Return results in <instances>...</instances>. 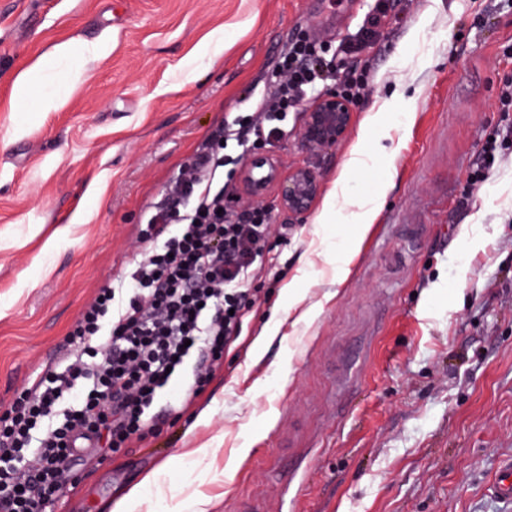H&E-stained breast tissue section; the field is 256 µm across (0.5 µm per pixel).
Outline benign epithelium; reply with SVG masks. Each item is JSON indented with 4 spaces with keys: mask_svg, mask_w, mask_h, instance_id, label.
Returning a JSON list of instances; mask_svg holds the SVG:
<instances>
[{
    "mask_svg": "<svg viewBox=\"0 0 512 512\" xmlns=\"http://www.w3.org/2000/svg\"><path fill=\"white\" fill-rule=\"evenodd\" d=\"M353 119L352 104L334 91L324 93L305 112L301 142L305 150L318 152L339 144L346 136ZM242 197L261 201L270 190L277 192L280 209L297 219L313 208L321 183L316 168L297 165L284 169L279 159L265 152L250 157L239 174Z\"/></svg>",
    "mask_w": 512,
    "mask_h": 512,
    "instance_id": "1",
    "label": "benign epithelium"
}]
</instances>
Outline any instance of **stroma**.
I'll list each match as a JSON object with an SVG mask.
<instances>
[{"mask_svg": "<svg viewBox=\"0 0 512 512\" xmlns=\"http://www.w3.org/2000/svg\"><path fill=\"white\" fill-rule=\"evenodd\" d=\"M388 2L345 139L307 153L297 111L269 148L316 166L322 189L299 224L265 199L288 238L254 282L244 341L203 396L165 390L160 435L86 462L50 512L201 499L207 512H512L492 487L512 458V149L462 196L503 118L512 0ZM375 5L0 0V408L66 355L147 211L215 130L255 110L291 41L343 43ZM372 114L385 150L348 179L380 210L339 284L327 247L356 228L326 201Z\"/></svg>", "mask_w": 512, "mask_h": 512, "instance_id": "35a3bbf8", "label": "stroma"}]
</instances>
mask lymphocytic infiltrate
Wrapping results in <instances>:
<instances>
[{"mask_svg":"<svg viewBox=\"0 0 512 512\" xmlns=\"http://www.w3.org/2000/svg\"><path fill=\"white\" fill-rule=\"evenodd\" d=\"M379 26L372 16L336 47L295 39L270 93L236 118L233 152L203 148L179 171L139 230L126 278L101 288L69 331L66 363L0 412V512H47L86 460L105 463L157 435L153 407L171 381L193 397L205 392L243 333L274 238L288 236L273 230L265 206L225 204V183L254 148L285 139L289 112L326 86L355 104L365 97L370 72L353 61ZM32 458L37 468L19 481Z\"/></svg>","mask_w":512,"mask_h":512,"instance_id":"f902f5d3","label":"lymphocytic infiltrate"}]
</instances>
